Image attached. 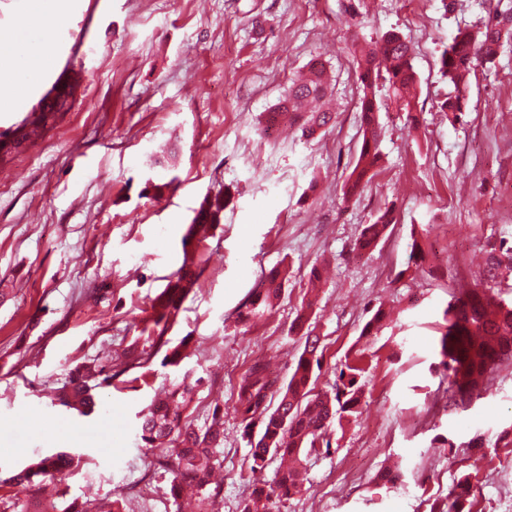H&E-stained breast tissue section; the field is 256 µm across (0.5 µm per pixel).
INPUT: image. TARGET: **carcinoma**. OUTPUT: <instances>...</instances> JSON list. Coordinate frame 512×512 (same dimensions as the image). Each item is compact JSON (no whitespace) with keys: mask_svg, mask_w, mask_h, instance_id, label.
Listing matches in <instances>:
<instances>
[{"mask_svg":"<svg viewBox=\"0 0 512 512\" xmlns=\"http://www.w3.org/2000/svg\"><path fill=\"white\" fill-rule=\"evenodd\" d=\"M511 40L512 16L498 13L488 15L475 29H457L437 60L441 77L452 87L440 105L441 111L451 115V120L459 119L464 112L468 76L478 67L494 65L499 47ZM357 68L362 92V143L343 187V200L347 202L363 192L370 172L380 159L379 93L385 92L401 110L410 113L417 83L411 46L396 31L385 32L377 48L361 55ZM330 86L323 63L318 59L310 62L307 73L292 82L285 97L269 113V119L286 116L288 123L300 125L302 135L313 136L333 121V113L326 106ZM72 101L73 91H63L41 107V111L30 113L17 129L20 142L27 141L31 127L54 126ZM228 197L222 190L205 197L185 239L219 226L224 220V203ZM392 223L391 208L379 212L372 223L363 227L354 250L360 254L372 252ZM199 276L200 271L183 262L153 300L146 319L151 324L152 335L146 343H130L125 349L124 366L110 374L94 361L69 370L65 384L58 390L57 405L88 417L98 410L94 390L114 386V381L128 370L144 368L158 352H164L162 365L179 369V374L171 381L170 389L154 398L147 413L139 417L137 439L145 448L161 440L169 441L170 448L160 468L168 475L171 499L178 502L184 488L194 487L199 494L200 512H209V507L223 493V488L212 482V475L222 466L217 449L224 445V411L214 405L209 423L200 428L186 421L185 411L202 377L182 368L183 344L173 345L165 336L171 312L178 308ZM285 280L286 272L278 268L265 274L238 311L237 322L245 327L272 309L281 297ZM307 321L308 314L303 311L291 326V332L301 342V353L287 383L278 384L266 363L257 360L240 376L235 387L236 413L250 445L251 464L245 479L254 483L253 497L243 512H278L279 503L301 491L302 456L330 448L333 424L340 425L359 412L365 370L356 361L342 364L331 390L317 391L312 386L313 370L321 368L323 349L320 337L305 328ZM444 321L440 364L446 371L451 397L464 404L481 395L491 370L512 361V242L504 238L486 242L481 287L453 297L444 311ZM278 455L290 458L292 464L277 470L272 484L268 485L257 474L266 468V461ZM79 462L81 455L66 450L38 454L7 478V482L21 491H29ZM473 497V487L462 479L448 496L432 505L431 512H472Z\"/></svg>","mask_w":512,"mask_h":512,"instance_id":"carcinoma-1","label":"carcinoma"}]
</instances>
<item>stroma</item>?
Returning <instances> with one entry per match:
<instances>
[{"instance_id": "35a3bbf8", "label": "stroma", "mask_w": 512, "mask_h": 512, "mask_svg": "<svg viewBox=\"0 0 512 512\" xmlns=\"http://www.w3.org/2000/svg\"><path fill=\"white\" fill-rule=\"evenodd\" d=\"M31 0H0V57L41 43L27 22ZM80 42L53 36L61 71L76 68L71 108L41 141L0 162V474L26 456L84 455L74 471L39 492L72 500H124L126 512H198L174 505L158 463L140 447L136 415L170 381L160 358L124 374L102 394L100 413L81 417L53 403L69 368L90 359L114 368L145 327L152 298L194 255L202 274L167 335L190 337L187 361L202 376L189 411L203 423L224 410V499L241 512L250 449L236 420L235 386L255 360L287 382L300 344L290 331L316 265L328 268L311 315L323 347L317 389H330L351 352L364 355L365 398L356 418L334 428L329 452L310 457L303 490L281 512H429L470 474L474 512H512V461L495 442L512 426V362L486 392L416 422L448 385L439 328L452 296L481 280L487 238L512 236V44L494 68L470 77L461 121L438 103L447 90L436 60L457 28L512 0H67ZM414 48L412 113L380 111L382 161L359 199L341 187L362 140L356 67L385 32ZM331 77L333 126L306 139L298 127L263 132L267 112L313 57ZM177 181H170V174ZM168 182L161 199L147 180ZM231 188L220 228L185 234L204 196ZM396 222L373 252L353 246L383 207ZM421 274L407 277L413 239ZM287 267L270 315L237 323L259 275ZM390 318L361 330L378 306ZM484 438L471 466L470 442ZM399 472L378 482L381 469Z\"/></svg>"}]
</instances>
